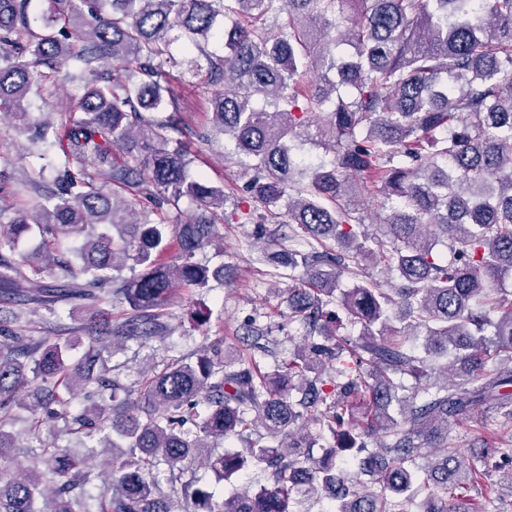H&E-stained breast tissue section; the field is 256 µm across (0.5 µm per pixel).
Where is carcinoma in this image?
Masks as SVG:
<instances>
[{
    "label": "carcinoma",
    "mask_w": 512,
    "mask_h": 512,
    "mask_svg": "<svg viewBox=\"0 0 512 512\" xmlns=\"http://www.w3.org/2000/svg\"><path fill=\"white\" fill-rule=\"evenodd\" d=\"M109 2L104 12L101 0H46L35 13L32 0H0L1 117L29 124L23 101L40 68L85 84L69 150L49 166L53 189L31 214L0 205V299L93 311L92 341L70 365V342L38 354L0 309V512H75L91 483L67 447L34 449L28 470H14L9 427L24 388L29 408L66 434L129 449L100 494H86L95 512H176L155 471L182 475L195 462L217 484L254 470L262 481L219 499L191 477L177 490L184 512H294L315 497L329 512H479L462 489L481 472L448 447V427L481 405L489 435L512 423V291L502 287L512 273V0ZM222 23L218 55L208 43ZM199 75L224 85L211 121L249 171L255 239L269 224L307 238L305 250L263 247L273 267L300 273L288 323L302 342L269 371L228 358L219 338L135 390L93 376L103 351L164 338L160 310L175 288L201 291L227 273L197 254L223 252L215 211L232 195L191 173L186 126L165 115L172 82ZM58 142L45 121L29 153L43 160ZM307 145L330 161L306 160ZM116 187L152 208L131 220ZM373 192L389 203L380 235L355 206ZM184 199L200 213L165 216ZM48 236L82 239L79 263L29 247ZM440 236L448 256L435 252ZM373 259L396 287L365 275L336 296L350 264ZM129 262L141 271L123 277ZM53 265L66 283L40 277ZM112 302L125 317H102ZM343 325L357 337L338 335ZM418 334L420 354L409 345ZM247 341L273 356L265 329L248 326ZM60 387L85 392L79 412ZM229 440L238 446L215 451Z\"/></svg>",
    "instance_id": "1"
}]
</instances>
